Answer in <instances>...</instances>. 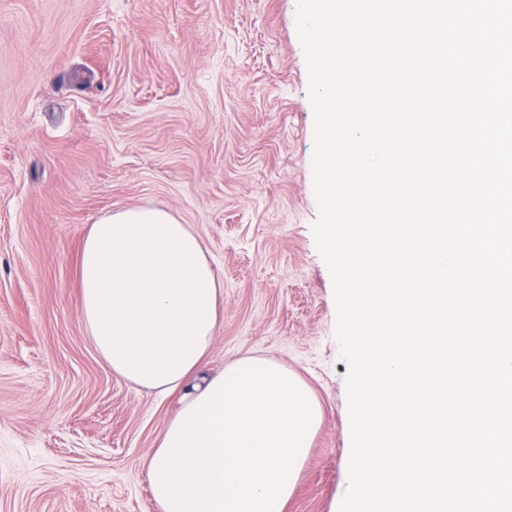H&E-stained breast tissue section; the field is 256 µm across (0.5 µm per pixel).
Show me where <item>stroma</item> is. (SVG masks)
<instances>
[{"instance_id": "stroma-1", "label": "stroma", "mask_w": 512, "mask_h": 512, "mask_svg": "<svg viewBox=\"0 0 512 512\" xmlns=\"http://www.w3.org/2000/svg\"><path fill=\"white\" fill-rule=\"evenodd\" d=\"M297 0H0V512H160L180 408L112 372L77 270L105 213L168 211L224 290L204 373L263 356L322 420L285 512H339L351 451Z\"/></svg>"}]
</instances>
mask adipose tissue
I'll return each instance as SVG.
<instances>
[{
	"mask_svg": "<svg viewBox=\"0 0 512 512\" xmlns=\"http://www.w3.org/2000/svg\"><path fill=\"white\" fill-rule=\"evenodd\" d=\"M80 312L113 372L166 395L198 373L223 290L203 245L159 209L107 213L80 258ZM322 408L287 367L247 357L180 408L144 468L160 512H283Z\"/></svg>",
	"mask_w": 512,
	"mask_h": 512,
	"instance_id": "obj_1",
	"label": "adipose tissue"
}]
</instances>
